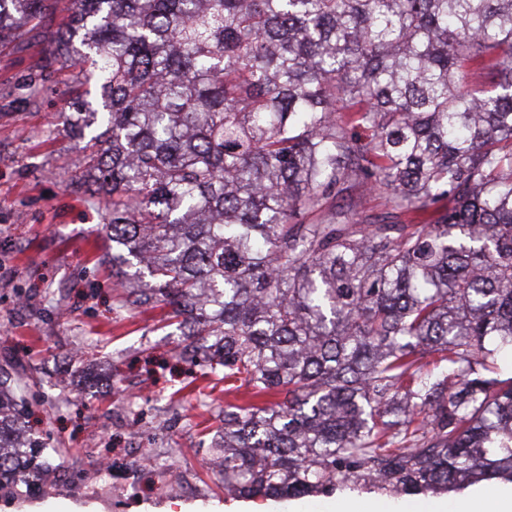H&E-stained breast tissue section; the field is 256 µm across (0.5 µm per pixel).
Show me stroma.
<instances>
[{
	"label": "stroma",
	"mask_w": 512,
	"mask_h": 512,
	"mask_svg": "<svg viewBox=\"0 0 512 512\" xmlns=\"http://www.w3.org/2000/svg\"><path fill=\"white\" fill-rule=\"evenodd\" d=\"M49 46L26 37L0 54V367L24 399L53 479L42 498L0 512H336L346 498H404L364 483L284 503L229 496L210 465L224 381L183 361L184 338L159 308H127L99 233L102 198L68 189L83 164L54 119L66 74L31 82Z\"/></svg>",
	"instance_id": "35a3bbf8"
}]
</instances>
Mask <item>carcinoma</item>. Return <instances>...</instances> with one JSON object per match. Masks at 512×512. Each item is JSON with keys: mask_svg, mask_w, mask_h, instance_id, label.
I'll use <instances>...</instances> for the list:
<instances>
[{"mask_svg": "<svg viewBox=\"0 0 512 512\" xmlns=\"http://www.w3.org/2000/svg\"><path fill=\"white\" fill-rule=\"evenodd\" d=\"M64 11L33 68L101 122L78 187L151 279L123 304L280 396L225 404L224 491L512 482V0H0V48ZM18 414L0 391L11 500L46 482Z\"/></svg>", "mask_w": 512, "mask_h": 512, "instance_id": "carcinoma-1", "label": "carcinoma"}]
</instances>
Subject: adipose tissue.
I'll use <instances>...</instances> for the list:
<instances>
[{"label":"adipose tissue","mask_w":512,"mask_h":512,"mask_svg":"<svg viewBox=\"0 0 512 512\" xmlns=\"http://www.w3.org/2000/svg\"><path fill=\"white\" fill-rule=\"evenodd\" d=\"M341 512H512V486L498 489L489 498L479 492L469 494L452 508L440 500L425 505L403 503L394 508L378 499H352L342 503Z\"/></svg>","instance_id":"obj_1"}]
</instances>
